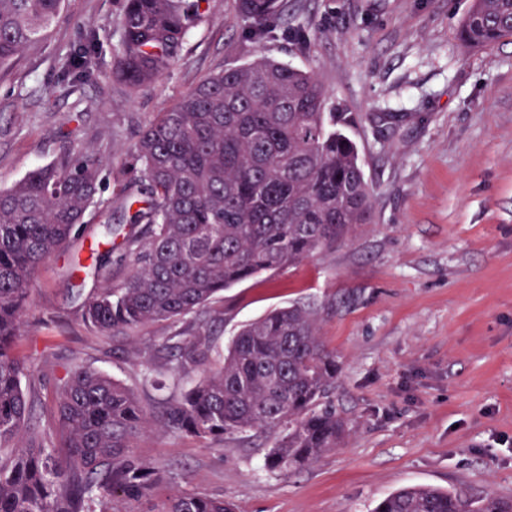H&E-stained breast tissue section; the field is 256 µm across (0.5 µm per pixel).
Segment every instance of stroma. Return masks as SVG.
Instances as JSON below:
<instances>
[{
    "mask_svg": "<svg viewBox=\"0 0 512 512\" xmlns=\"http://www.w3.org/2000/svg\"><path fill=\"white\" fill-rule=\"evenodd\" d=\"M276 40L244 38L235 0H212L178 61L132 89L113 70L120 0H68L47 36L0 71V189L66 149L114 176L87 224L120 219L124 168L142 132L200 81L259 57L313 72L351 123L374 220L336 249L225 290L205 317L156 322L114 338L80 316L85 296L121 285L131 257L102 255L68 276L88 246L34 275L18 352L36 380L33 421L52 432L69 366L110 375L159 412L199 373L172 370L170 337L199 327L228 345L244 324L293 303L318 308L341 375L329 401L349 423L341 448L298 470L265 466L277 433L221 442L166 428L133 452L173 489L233 501L236 512H373L396 489L429 484L512 499V38L465 48L472 0H287ZM103 48L92 77L61 68L88 37Z\"/></svg>",
    "mask_w": 512,
    "mask_h": 512,
    "instance_id": "stroma-1",
    "label": "stroma"
}]
</instances>
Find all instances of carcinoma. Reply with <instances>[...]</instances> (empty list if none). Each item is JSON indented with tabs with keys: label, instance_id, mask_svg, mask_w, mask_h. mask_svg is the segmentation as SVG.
I'll list each match as a JSON object with an SVG mask.
<instances>
[{
	"label": "carcinoma",
	"instance_id": "obj_1",
	"mask_svg": "<svg viewBox=\"0 0 512 512\" xmlns=\"http://www.w3.org/2000/svg\"><path fill=\"white\" fill-rule=\"evenodd\" d=\"M210 0H122L115 76L139 89L167 71ZM255 41L286 0H236ZM66 0H0V69L42 40ZM467 47L512 37V0H473L458 31ZM94 40L62 69L92 73ZM347 114L328 106L317 77L260 57L207 78L142 134L126 166L124 221L94 233L86 213L107 175L99 157L70 149L0 190V512H233L201 492L172 490L133 456V440L159 423L203 441L256 429L280 432L271 470L303 468L340 447L347 423L325 402L340 367L322 344L318 309L294 304L243 325L225 353L199 330L169 347L179 374L202 379L153 418L125 385L80 366L55 400L59 440L30 426L34 380L16 342L35 272L84 238L117 241L130 275L87 296L83 322L110 337L202 314L224 289L333 249L372 223L371 192ZM373 512H512V501L459 489L396 490Z\"/></svg>",
	"mask_w": 512,
	"mask_h": 512
}]
</instances>
